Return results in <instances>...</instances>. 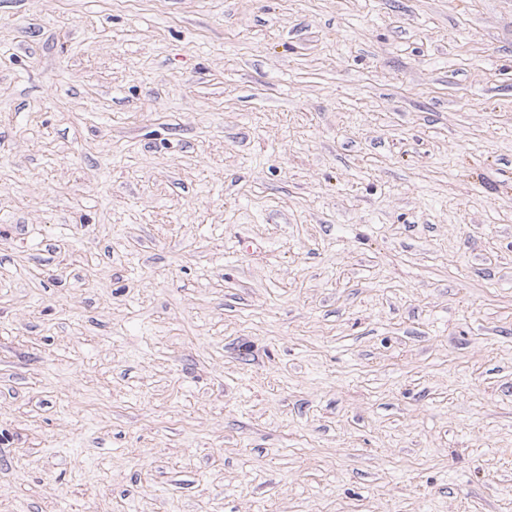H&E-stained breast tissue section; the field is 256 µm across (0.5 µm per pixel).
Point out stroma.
<instances>
[{
    "label": "stroma",
    "instance_id": "35a3bbf8",
    "mask_svg": "<svg viewBox=\"0 0 512 512\" xmlns=\"http://www.w3.org/2000/svg\"><path fill=\"white\" fill-rule=\"evenodd\" d=\"M0 512H512V0H0Z\"/></svg>",
    "mask_w": 512,
    "mask_h": 512
}]
</instances>
